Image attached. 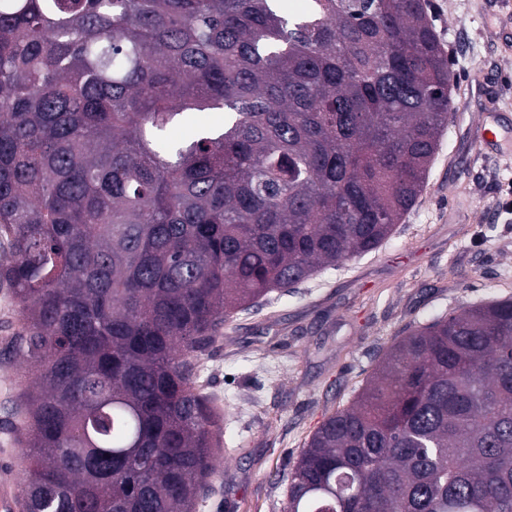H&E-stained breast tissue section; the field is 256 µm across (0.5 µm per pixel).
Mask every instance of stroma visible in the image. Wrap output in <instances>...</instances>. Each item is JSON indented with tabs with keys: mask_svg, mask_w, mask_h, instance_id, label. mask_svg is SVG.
Here are the masks:
<instances>
[{
	"mask_svg": "<svg viewBox=\"0 0 512 512\" xmlns=\"http://www.w3.org/2000/svg\"><path fill=\"white\" fill-rule=\"evenodd\" d=\"M454 93L481 83L466 123L449 127L418 203L364 257L327 267L259 312L240 313L202 361L222 415V446L199 512H283L310 436L348 405L379 356L415 324L512 296V154L481 156L468 123L495 104L512 124V7L429 0ZM26 363L0 346V449L25 435Z\"/></svg>",
	"mask_w": 512,
	"mask_h": 512,
	"instance_id": "stroma-1",
	"label": "stroma"
}]
</instances>
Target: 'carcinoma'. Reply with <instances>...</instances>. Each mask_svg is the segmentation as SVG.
I'll return each mask as SVG.
<instances>
[{
	"label": "carcinoma",
	"mask_w": 512,
	"mask_h": 512,
	"mask_svg": "<svg viewBox=\"0 0 512 512\" xmlns=\"http://www.w3.org/2000/svg\"><path fill=\"white\" fill-rule=\"evenodd\" d=\"M428 0H0V233L29 512H197L233 322L375 250L454 101ZM222 126L168 137L193 112ZM284 512H512V297L386 350Z\"/></svg>",
	"instance_id": "carcinoma-1"
}]
</instances>
